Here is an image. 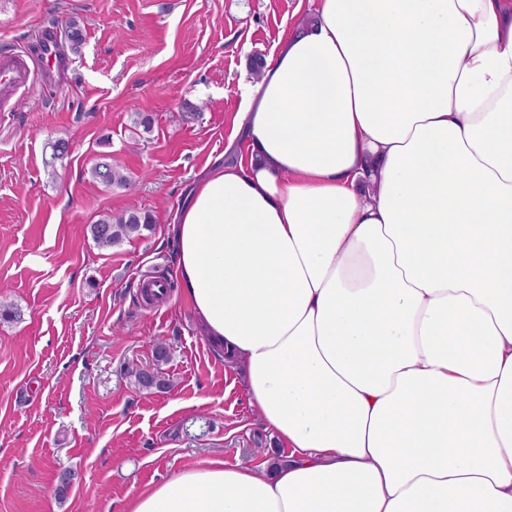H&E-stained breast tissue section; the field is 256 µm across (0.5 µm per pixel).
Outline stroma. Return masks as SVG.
<instances>
[{"label": "stroma", "mask_w": 512, "mask_h": 512, "mask_svg": "<svg viewBox=\"0 0 512 512\" xmlns=\"http://www.w3.org/2000/svg\"><path fill=\"white\" fill-rule=\"evenodd\" d=\"M315 0H0V48H29L39 25L78 21L67 83L32 80L0 112V512H122L125 502L186 467L219 460L263 467L282 448L250 404L237 370L196 327L181 290L137 298L142 279L173 275L168 234L193 184L223 164L255 85L254 55L270 57L313 15ZM201 111L182 118V105ZM152 117L150 131L135 123ZM68 140L56 175L48 139ZM111 155L136 184L91 176ZM152 211L144 236L110 249L87 227L101 215ZM168 389L138 392L125 365L151 361ZM76 479L65 500L60 471Z\"/></svg>", "instance_id": "35a3bbf8"}]
</instances>
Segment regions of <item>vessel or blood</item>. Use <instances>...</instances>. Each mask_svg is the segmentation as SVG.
Instances as JSON below:
<instances>
[{
    "label": "vessel or blood",
    "mask_w": 512,
    "mask_h": 512,
    "mask_svg": "<svg viewBox=\"0 0 512 512\" xmlns=\"http://www.w3.org/2000/svg\"><path fill=\"white\" fill-rule=\"evenodd\" d=\"M61 43L50 27H42L30 53L14 50L0 51V99L10 100L25 88L37 73L51 74L70 68Z\"/></svg>",
    "instance_id": "b4317fda"
}]
</instances>
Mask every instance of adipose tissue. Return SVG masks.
Listing matches in <instances>:
<instances>
[{"mask_svg":"<svg viewBox=\"0 0 512 512\" xmlns=\"http://www.w3.org/2000/svg\"><path fill=\"white\" fill-rule=\"evenodd\" d=\"M175 275L290 452L125 512H512V0H317Z\"/></svg>","mask_w":512,"mask_h":512,"instance_id":"1","label":"adipose tissue"}]
</instances>
